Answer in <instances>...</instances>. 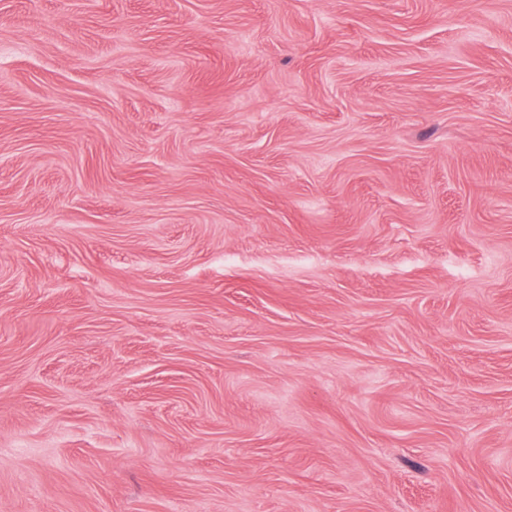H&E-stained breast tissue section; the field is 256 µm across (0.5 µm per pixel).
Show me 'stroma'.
<instances>
[{"label": "stroma", "mask_w": 512, "mask_h": 512, "mask_svg": "<svg viewBox=\"0 0 512 512\" xmlns=\"http://www.w3.org/2000/svg\"><path fill=\"white\" fill-rule=\"evenodd\" d=\"M0 512H512V0H0Z\"/></svg>", "instance_id": "obj_1"}]
</instances>
